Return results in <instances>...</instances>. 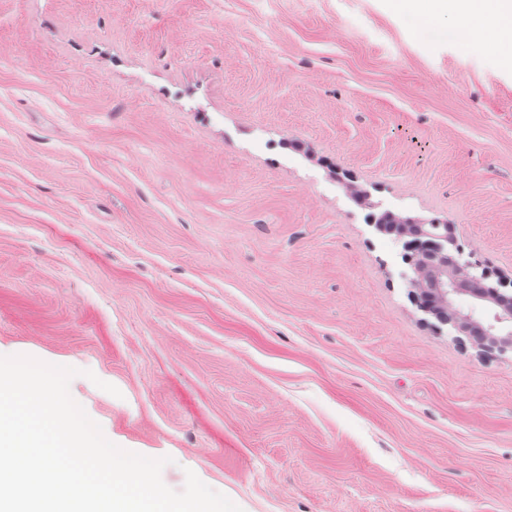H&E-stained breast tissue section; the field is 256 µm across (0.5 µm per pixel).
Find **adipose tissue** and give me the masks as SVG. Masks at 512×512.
<instances>
[{"mask_svg": "<svg viewBox=\"0 0 512 512\" xmlns=\"http://www.w3.org/2000/svg\"><path fill=\"white\" fill-rule=\"evenodd\" d=\"M393 7L408 15H421L429 27L440 25L448 14L460 20L458 34L471 47L495 60L512 59V0H392ZM497 20L495 37H488L485 24Z\"/></svg>", "mask_w": 512, "mask_h": 512, "instance_id": "adipose-tissue-1", "label": "adipose tissue"}]
</instances>
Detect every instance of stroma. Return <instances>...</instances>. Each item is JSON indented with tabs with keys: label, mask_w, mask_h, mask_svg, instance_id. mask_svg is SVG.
I'll use <instances>...</instances> for the list:
<instances>
[{
	"label": "stroma",
	"mask_w": 512,
	"mask_h": 512,
	"mask_svg": "<svg viewBox=\"0 0 512 512\" xmlns=\"http://www.w3.org/2000/svg\"><path fill=\"white\" fill-rule=\"evenodd\" d=\"M391 0H0V347L244 512H512V355L324 165L512 290V63ZM115 393L100 389V382Z\"/></svg>",
	"instance_id": "obj_1"
}]
</instances>
